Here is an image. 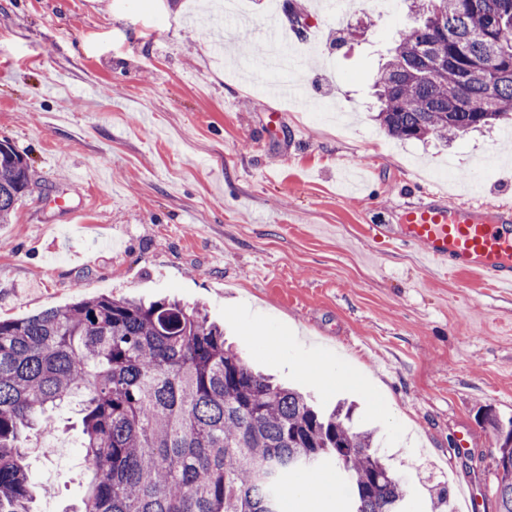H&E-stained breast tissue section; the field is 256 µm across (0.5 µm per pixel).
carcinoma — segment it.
I'll list each match as a JSON object with an SVG mask.
<instances>
[{
  "instance_id": "1",
  "label": "carcinoma",
  "mask_w": 512,
  "mask_h": 512,
  "mask_svg": "<svg viewBox=\"0 0 512 512\" xmlns=\"http://www.w3.org/2000/svg\"><path fill=\"white\" fill-rule=\"evenodd\" d=\"M463 2L411 0L421 21L376 79L392 137L446 140L512 115V0ZM29 183L0 142V223ZM74 401L94 473L75 512H283L277 479L329 464L347 512H403L407 490L373 432L346 423L352 408L325 412L253 371L202 309L109 295L0 320V512H33L27 448ZM483 420L497 430L498 512H512V419Z\"/></svg>"
}]
</instances>
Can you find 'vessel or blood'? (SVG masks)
<instances>
[{"label":"vessel or blood","mask_w":512,"mask_h":512,"mask_svg":"<svg viewBox=\"0 0 512 512\" xmlns=\"http://www.w3.org/2000/svg\"><path fill=\"white\" fill-rule=\"evenodd\" d=\"M466 205L429 199L402 209L399 239L449 274L474 273L496 288H512V210L488 211L484 183L469 187Z\"/></svg>","instance_id":"vessel-or-blood-1"}]
</instances>
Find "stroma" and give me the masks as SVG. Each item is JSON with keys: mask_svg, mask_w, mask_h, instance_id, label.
Masks as SVG:
<instances>
[{"mask_svg": "<svg viewBox=\"0 0 512 512\" xmlns=\"http://www.w3.org/2000/svg\"><path fill=\"white\" fill-rule=\"evenodd\" d=\"M0 0V141L30 164V191L0 224V317L99 295L205 306L255 369L332 405L404 482L408 512L478 490L496 512L493 430L512 417V292L422 267L394 246L404 203L467 202L431 169L473 171L488 209H512L500 127L399 141L373 85L402 30L404 0H277L305 16L318 62L294 69L311 101L269 96L270 0ZM34 447L37 512H71L90 476L68 413Z\"/></svg>", "mask_w": 512, "mask_h": 512, "instance_id": "obj_1", "label": "stroma"}]
</instances>
